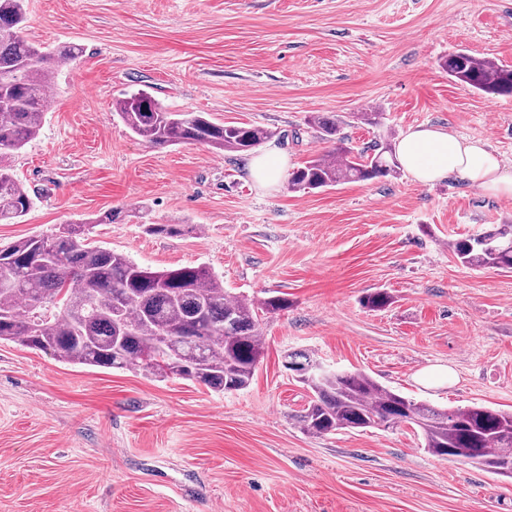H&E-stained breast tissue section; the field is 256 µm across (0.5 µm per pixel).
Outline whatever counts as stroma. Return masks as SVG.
<instances>
[{
  "mask_svg": "<svg viewBox=\"0 0 512 512\" xmlns=\"http://www.w3.org/2000/svg\"><path fill=\"white\" fill-rule=\"evenodd\" d=\"M30 42L83 47L62 65L38 137L11 157L33 198L0 246L66 224L153 269L204 265L233 295L286 294L266 315L247 389L226 394L138 368L71 365L0 341V512H512V480L423 447L408 424L315 438L285 369L306 353L436 409L512 411V273L473 270L451 245L512 222V200L407 173L322 190H268L247 156L154 147L112 104L145 89L178 112L274 131L296 168L439 126L490 143L512 170V97L451 81L464 50L512 66V0H27ZM376 112L379 125L361 123ZM118 212L111 224L98 216ZM181 224L151 235L145 222ZM382 289L383 310L361 303ZM449 367L454 380L423 385Z\"/></svg>",
  "mask_w": 512,
  "mask_h": 512,
  "instance_id": "obj_1",
  "label": "stroma"
}]
</instances>
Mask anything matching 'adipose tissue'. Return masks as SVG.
<instances>
[{
    "label": "adipose tissue",
    "mask_w": 512,
    "mask_h": 512,
    "mask_svg": "<svg viewBox=\"0 0 512 512\" xmlns=\"http://www.w3.org/2000/svg\"><path fill=\"white\" fill-rule=\"evenodd\" d=\"M404 168L419 183L455 177L485 193L512 200V173L482 140L459 138L439 127L410 130L398 144Z\"/></svg>",
    "instance_id": "obj_1"
}]
</instances>
